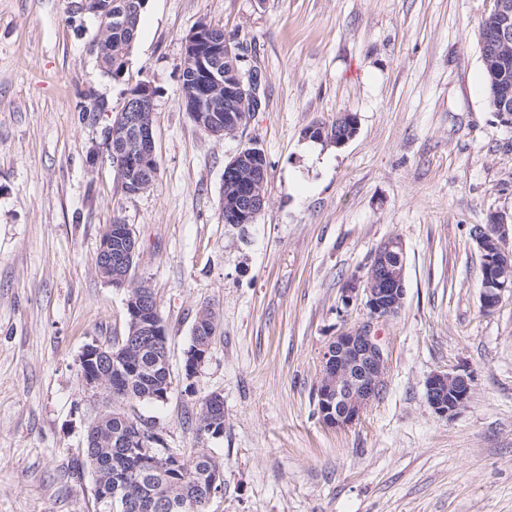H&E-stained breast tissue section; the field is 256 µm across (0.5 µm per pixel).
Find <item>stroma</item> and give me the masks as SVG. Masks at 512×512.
I'll return each mask as SVG.
<instances>
[{
	"label": "stroma",
	"mask_w": 512,
	"mask_h": 512,
	"mask_svg": "<svg viewBox=\"0 0 512 512\" xmlns=\"http://www.w3.org/2000/svg\"><path fill=\"white\" fill-rule=\"evenodd\" d=\"M495 0H147L125 74L107 76L94 19L67 0H0V512H94L83 448L101 408L78 358L128 328L127 289L100 277L106 225H130L132 285L151 288L172 385L138 412L164 445L224 471L209 512H512V294L481 307L475 227L512 214V127L490 109L479 26ZM251 42L264 104L225 137L181 105L184 38L198 23ZM155 91L158 174L121 190L104 145L128 88ZM356 114L343 146L305 138ZM258 145L267 204L225 223L224 167ZM97 162H90V155ZM406 250V297L377 322L386 385L357 424H322L314 401L327 342L367 317L344 308L384 238ZM218 330L184 372L197 312ZM472 379L444 419L435 372ZM224 432L186 422L210 393Z\"/></svg>",
	"instance_id": "1"
}]
</instances>
